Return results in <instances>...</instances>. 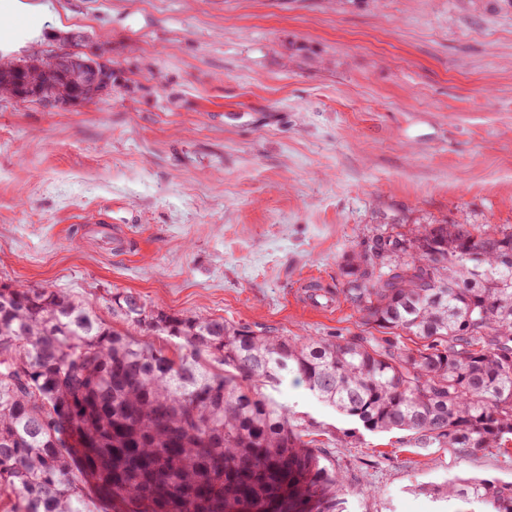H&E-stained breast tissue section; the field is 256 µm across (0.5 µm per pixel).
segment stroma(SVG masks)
<instances>
[{"label": "stroma", "mask_w": 512, "mask_h": 512, "mask_svg": "<svg viewBox=\"0 0 512 512\" xmlns=\"http://www.w3.org/2000/svg\"><path fill=\"white\" fill-rule=\"evenodd\" d=\"M112 91L50 111L0 94V283L111 318L175 313L303 339L373 335L345 268L417 224L512 227V8L494 0H27ZM346 512H454V476L512 482L488 448L414 447L285 381Z\"/></svg>", "instance_id": "35a3bbf8"}]
</instances>
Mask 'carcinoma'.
Instances as JSON below:
<instances>
[{"instance_id": "cac0c4a2", "label": "carcinoma", "mask_w": 512, "mask_h": 512, "mask_svg": "<svg viewBox=\"0 0 512 512\" xmlns=\"http://www.w3.org/2000/svg\"><path fill=\"white\" fill-rule=\"evenodd\" d=\"M64 85L44 59L0 92ZM345 299L384 338L297 339L116 292L114 329L60 288L0 285V493L11 512H340L341 477L266 393L288 377L370 432L415 447L512 441V228L420 224L353 259ZM422 344L410 348L402 335ZM443 493L512 512V482Z\"/></svg>"}]
</instances>
